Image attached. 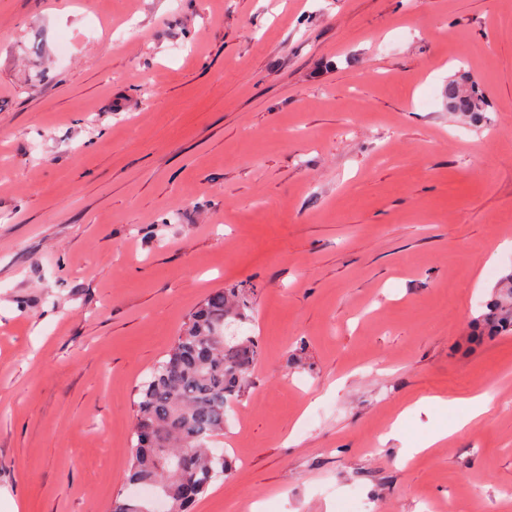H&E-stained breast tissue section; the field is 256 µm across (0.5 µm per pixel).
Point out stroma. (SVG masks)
<instances>
[{"mask_svg":"<svg viewBox=\"0 0 512 512\" xmlns=\"http://www.w3.org/2000/svg\"><path fill=\"white\" fill-rule=\"evenodd\" d=\"M511 283L512 0H0L20 512L134 497L137 389L217 288L260 357L193 512H512V336L473 325ZM476 393L424 448L457 412L420 399ZM446 96L449 111L469 114L487 112V100L471 75L461 74L449 81ZM420 406H459L462 409V415L457 419L455 425L448 429L441 428L433 432L427 441L423 444L424 448H429L448 439L457 431L467 427L473 422L481 421L489 411V399L485 394H476L467 398L448 400L442 397H432L419 401Z\"/></svg>","mask_w":512,"mask_h":512,"instance_id":"1","label":"stroma"}]
</instances>
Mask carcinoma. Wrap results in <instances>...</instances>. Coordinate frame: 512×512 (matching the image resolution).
<instances>
[{
	"label": "carcinoma",
	"instance_id": "obj_1",
	"mask_svg": "<svg viewBox=\"0 0 512 512\" xmlns=\"http://www.w3.org/2000/svg\"><path fill=\"white\" fill-rule=\"evenodd\" d=\"M448 111L479 114L487 100L478 82L461 74L446 87ZM248 300L235 289H218L192 311L171 347L137 390L136 424L128 482L148 484L167 512H189L230 470L216 448L224 436L227 408L240 399L259 357L252 336L226 330L246 320ZM488 338L512 333V309L495 304L483 315ZM112 512H154L146 501L117 500Z\"/></svg>",
	"mask_w": 512,
	"mask_h": 512
}]
</instances>
